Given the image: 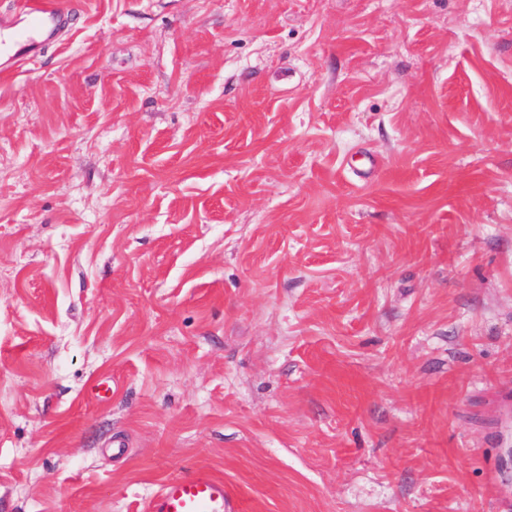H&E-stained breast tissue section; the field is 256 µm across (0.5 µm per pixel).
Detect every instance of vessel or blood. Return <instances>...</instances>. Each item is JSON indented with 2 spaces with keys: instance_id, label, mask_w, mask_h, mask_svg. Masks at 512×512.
Instances as JSON below:
<instances>
[{
  "instance_id": "vessel-or-blood-1",
  "label": "vessel or blood",
  "mask_w": 512,
  "mask_h": 512,
  "mask_svg": "<svg viewBox=\"0 0 512 512\" xmlns=\"http://www.w3.org/2000/svg\"><path fill=\"white\" fill-rule=\"evenodd\" d=\"M65 12L55 0H22L13 23L0 25V70L9 72L35 59L56 40ZM224 479L210 468L195 467L163 482L144 502L142 512H236Z\"/></svg>"
}]
</instances>
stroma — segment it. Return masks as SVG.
Instances as JSON below:
<instances>
[{
  "label": "stroma",
  "instance_id": "obj_1",
  "mask_svg": "<svg viewBox=\"0 0 512 512\" xmlns=\"http://www.w3.org/2000/svg\"><path fill=\"white\" fill-rule=\"evenodd\" d=\"M62 2L0 75V512H512V0ZM237 504L224 478L206 466L195 467L163 482L141 512H235Z\"/></svg>",
  "mask_w": 512,
  "mask_h": 512
}]
</instances>
